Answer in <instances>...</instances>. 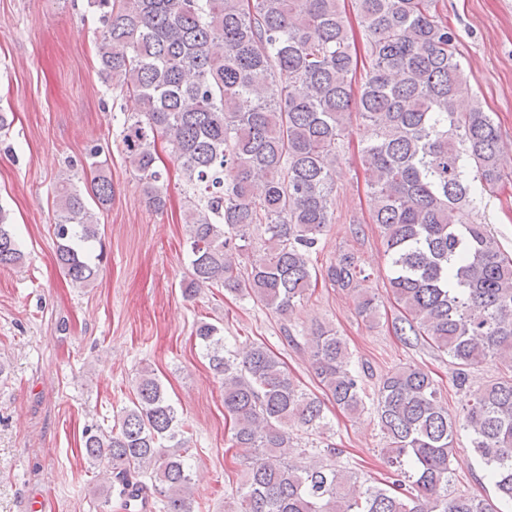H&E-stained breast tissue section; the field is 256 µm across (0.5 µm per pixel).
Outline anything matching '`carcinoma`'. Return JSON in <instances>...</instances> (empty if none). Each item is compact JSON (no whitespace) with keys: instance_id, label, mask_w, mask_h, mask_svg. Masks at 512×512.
Returning a JSON list of instances; mask_svg holds the SVG:
<instances>
[{"instance_id":"carcinoma-1","label":"carcinoma","mask_w":512,"mask_h":512,"mask_svg":"<svg viewBox=\"0 0 512 512\" xmlns=\"http://www.w3.org/2000/svg\"><path fill=\"white\" fill-rule=\"evenodd\" d=\"M433 3L354 0L369 59L359 77L341 0H88L102 26L104 82L140 103L123 114L119 136L149 205L166 204L160 138L193 189L185 298L220 286L286 318L321 280L354 294L360 317H376L354 253L325 267L312 259L334 220L338 149L355 109L368 129L362 163L387 292L402 308L395 331L448 353L460 388L469 369L494 367L458 420L423 367L405 364L380 378L373 403L391 473L380 482L337 467L341 450L332 443L291 459L290 432L326 434L325 401L353 414L365 408L366 371L352 366L334 328L304 335L321 398L265 344L232 350L222 328L198 322L194 336L224 387L231 441L245 465L236 512H496L448 492L461 430L500 497L512 501V256L464 215L504 178L500 133L470 91L457 35ZM89 156L86 191L70 174L60 179L52 225L56 262L80 288L98 278L89 246L99 239L97 210L113 196L100 148ZM23 263L0 209V267ZM189 433L144 368L113 424L83 430V456L112 463L99 477L121 506L135 492L159 512H194Z\"/></svg>"}]
</instances>
